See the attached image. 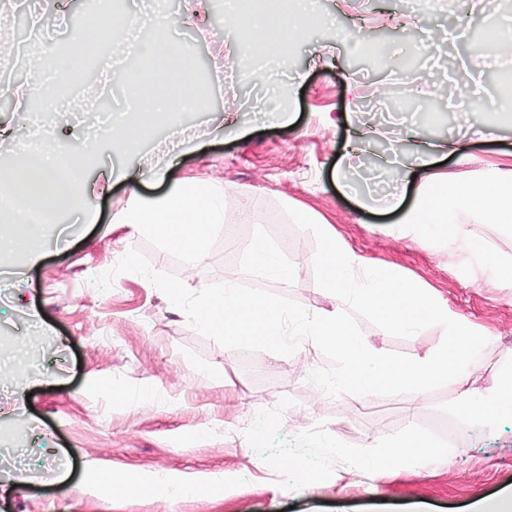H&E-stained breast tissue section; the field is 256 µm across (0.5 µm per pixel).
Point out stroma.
I'll list each match as a JSON object with an SVG mask.
<instances>
[{"label":"stroma","mask_w":512,"mask_h":512,"mask_svg":"<svg viewBox=\"0 0 512 512\" xmlns=\"http://www.w3.org/2000/svg\"><path fill=\"white\" fill-rule=\"evenodd\" d=\"M327 26L312 28L284 53L270 59L279 78L303 73L290 102L291 118L265 122L272 93L239 66L238 46L248 33L224 23V0H177L170 34L190 49L210 98L208 111L180 114L192 144L163 158L156 144L168 124L150 129L137 153L102 141L101 161L87 171L94 181L110 168L134 171L137 188L113 180L109 193L87 201L96 223L63 211L44 227L50 247L31 263L23 251L0 259V354L22 353L32 371L20 387L0 386V430H21L10 454L12 476L0 478V512H474L480 504L512 494V412L494 427L462 417L466 389L485 390L503 380L512 358V288L506 274L458 252L441 236L400 234L402 211L364 210L343 197L336 177L347 142L371 133L370 148L352 163L354 180L373 168L401 141L408 123L425 124L414 99L408 112H394L377 99L382 84H403L394 60L416 54V78L445 87L437 104L433 138L454 137L456 154L440 169L457 180L478 179L512 165V122L487 112L462 126L453 108L471 80L494 90L506 78L491 67L492 52L471 38L483 20L512 24V0H446L445 7L405 12V0H318ZM42 0H0V37L15 39L13 61L0 63V79L31 81L42 46H70L75 6L36 27ZM406 24L449 31L440 48L412 47L386 13ZM361 31L381 47L388 66L366 61L351 40ZM170 162L174 178L213 185L224 193V219L235 237L215 232L197 261L134 232L117 218L133 196L153 199L168 187L148 174ZM307 208L326 220L337 238L365 263L395 269L484 335L488 344L464 379L429 393L323 399L308 382L327 359L313 342L292 356L223 348L191 328L184 314L147 278L119 275L110 290L93 279L129 250H141L152 266L178 276L191 290L225 281L249 283L284 294L308 311H327L336 298L315 281L311 234L298 230L283 206ZM470 233L484 240L493 258L512 264V231L462 216ZM265 241L293 268L283 283L255 275L250 253ZM365 339L382 353L409 357L434 353L443 330L434 326L409 338L391 336L371 324ZM148 389L151 400L116 404L115 393ZM322 426V439L308 431ZM426 432L445 454L391 475H365L344 465L330 448H385L412 429ZM304 459L315 479L301 485L282 462ZM106 466L148 477L173 479L223 474L224 493L189 497L153 495L105 502L95 484Z\"/></svg>","instance_id":"obj_1"}]
</instances>
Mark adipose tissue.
<instances>
[{"instance_id":"ef3b65f1","label":"adipose tissue","mask_w":512,"mask_h":512,"mask_svg":"<svg viewBox=\"0 0 512 512\" xmlns=\"http://www.w3.org/2000/svg\"><path fill=\"white\" fill-rule=\"evenodd\" d=\"M316 0H225L227 24L249 31L250 38L239 47L248 62L264 56L271 46L286 47L301 27L326 26L317 11ZM405 139L413 148L402 163V182H415V201L403 217L404 223L425 231H449L452 244L473 255L487 253L485 244L468 235L454 219L456 211L475 214L491 224H512V167L497 170L489 180L449 181L434 170L436 155L455 150V141L433 140L419 126L409 127ZM96 151L95 141H86L73 152L57 149L54 143L36 147L28 154L25 167L9 182L0 185V251L21 243L31 256L43 249L42 227L76 203L86 201L94 186L85 177V163ZM164 195L153 200H136L122 215V223L135 232L147 233L179 249L193 259L201 258L211 234L224 224V194L211 186L184 179L171 180ZM512 405V382L479 395L471 390L461 394L459 408L485 423L494 422ZM441 448L425 432L411 431L404 439L378 452L350 451L356 470L374 473L385 468L393 472L440 455ZM101 496L138 497L146 493L223 492V479L213 477L202 483H173L163 478L145 479L124 469L101 472L96 480Z\"/></svg>"}]
</instances>
